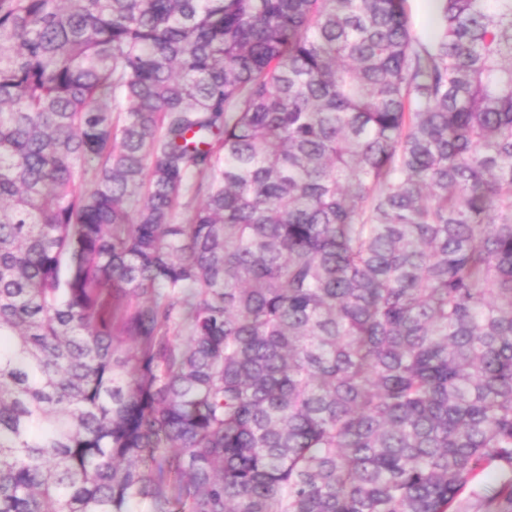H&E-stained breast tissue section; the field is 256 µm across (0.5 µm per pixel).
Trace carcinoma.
Here are the masks:
<instances>
[{
	"instance_id": "carcinoma-1",
	"label": "carcinoma",
	"mask_w": 512,
	"mask_h": 512,
	"mask_svg": "<svg viewBox=\"0 0 512 512\" xmlns=\"http://www.w3.org/2000/svg\"><path fill=\"white\" fill-rule=\"evenodd\" d=\"M407 2L0 0V512H512V0Z\"/></svg>"
}]
</instances>
